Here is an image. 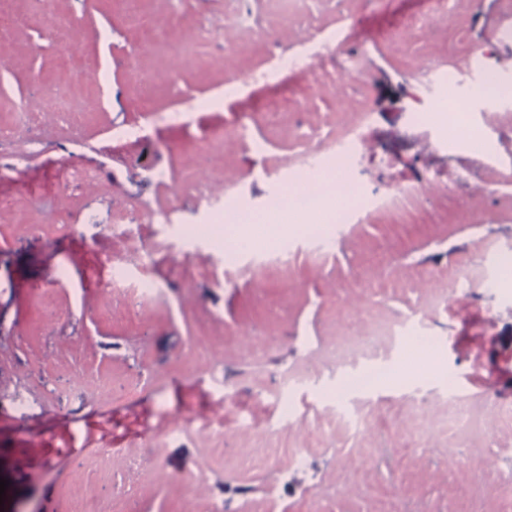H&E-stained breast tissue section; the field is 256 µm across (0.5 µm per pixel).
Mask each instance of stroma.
<instances>
[{
    "instance_id": "obj_1",
    "label": "stroma",
    "mask_w": 512,
    "mask_h": 512,
    "mask_svg": "<svg viewBox=\"0 0 512 512\" xmlns=\"http://www.w3.org/2000/svg\"><path fill=\"white\" fill-rule=\"evenodd\" d=\"M447 2L0 0V512H512V95H468L512 0ZM348 127L366 207L236 248L225 182L264 216ZM404 323L357 386L343 338Z\"/></svg>"
}]
</instances>
